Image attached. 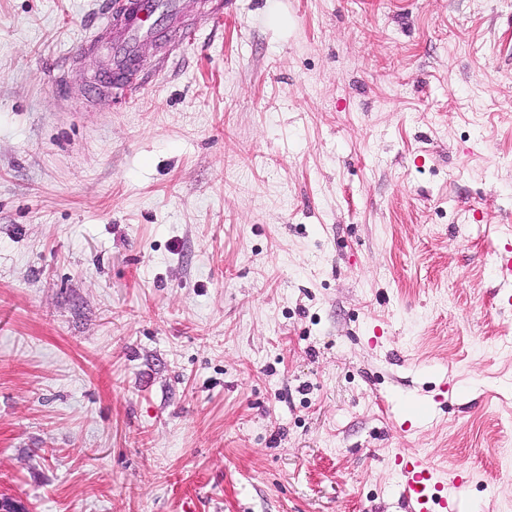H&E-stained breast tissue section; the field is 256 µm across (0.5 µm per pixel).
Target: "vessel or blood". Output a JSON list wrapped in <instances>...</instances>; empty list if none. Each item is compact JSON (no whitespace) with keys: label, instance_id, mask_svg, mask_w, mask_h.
Listing matches in <instances>:
<instances>
[{"label":"vessel or blood","instance_id":"vessel-or-blood-1","mask_svg":"<svg viewBox=\"0 0 512 512\" xmlns=\"http://www.w3.org/2000/svg\"><path fill=\"white\" fill-rule=\"evenodd\" d=\"M177 7L176 0H152L148 5L143 0H107L96 26L80 46L83 53L102 51L109 59L110 76L101 80V88L112 87L113 73H130L137 41L146 27L142 19L144 10L149 8L161 15ZM394 462L402 477L403 497L409 512H459V502L451 489L463 484L464 474L447 479L443 472L414 452L398 453Z\"/></svg>","mask_w":512,"mask_h":512}]
</instances>
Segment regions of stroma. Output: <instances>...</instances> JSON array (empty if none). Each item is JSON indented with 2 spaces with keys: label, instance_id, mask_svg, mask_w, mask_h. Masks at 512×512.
I'll return each mask as SVG.
<instances>
[{
  "label": "stroma",
  "instance_id": "obj_1",
  "mask_svg": "<svg viewBox=\"0 0 512 512\" xmlns=\"http://www.w3.org/2000/svg\"><path fill=\"white\" fill-rule=\"evenodd\" d=\"M98 2L0 0V499L512 512V0H184L93 96ZM394 462L402 477L403 497L409 512L460 510L459 501L449 491L448 478L419 454L400 452L395 455Z\"/></svg>",
  "mask_w": 512,
  "mask_h": 512
}]
</instances>
